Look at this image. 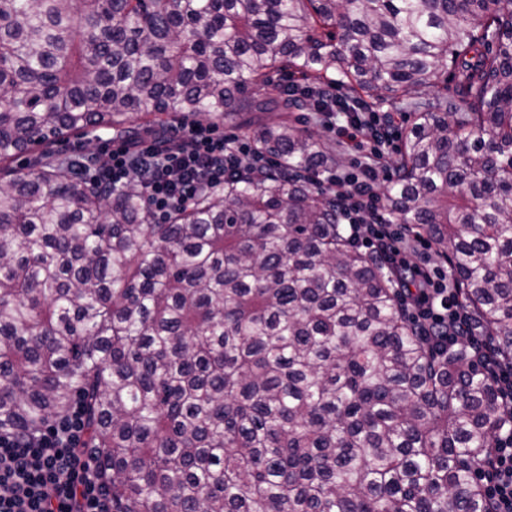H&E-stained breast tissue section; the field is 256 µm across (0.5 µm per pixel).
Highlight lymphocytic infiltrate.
I'll return each instance as SVG.
<instances>
[{
    "instance_id": "obj_1",
    "label": "lymphocytic infiltrate",
    "mask_w": 512,
    "mask_h": 512,
    "mask_svg": "<svg viewBox=\"0 0 512 512\" xmlns=\"http://www.w3.org/2000/svg\"><path fill=\"white\" fill-rule=\"evenodd\" d=\"M321 119L348 142L370 138L373 158L351 173H327L318 178V185L335 195L357 248L392 266H404L405 234L382 213L376 192L382 148L395 136L389 122L376 112H357L343 121L337 113L325 112ZM102 151L99 157L74 158L75 175L109 190L137 179L152 212L165 215L192 204L204 188L222 186L242 166L272 168L249 143L225 137L208 125L177 126L163 135L130 142L109 137L103 139ZM412 272L422 287L401 296L408 319L433 346L464 344L480 355L501 399L512 405V365L500 364L489 353L486 339L476 335L445 273L426 265L413 266ZM84 441V407L79 403L35 436L0 432V512H112V494ZM478 478L493 512H512V426L500 429L493 457Z\"/></svg>"
}]
</instances>
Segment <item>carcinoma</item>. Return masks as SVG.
<instances>
[{
  "mask_svg": "<svg viewBox=\"0 0 512 512\" xmlns=\"http://www.w3.org/2000/svg\"><path fill=\"white\" fill-rule=\"evenodd\" d=\"M447 65L459 101L423 94ZM333 79L405 114L384 210L511 365L512 0H0V429L81 396L112 512H488L512 410L304 177L336 156L293 93ZM226 119L295 176L245 170L161 224L137 179L104 193L50 150Z\"/></svg>",
  "mask_w": 512,
  "mask_h": 512,
  "instance_id": "carcinoma-1",
  "label": "carcinoma"
}]
</instances>
